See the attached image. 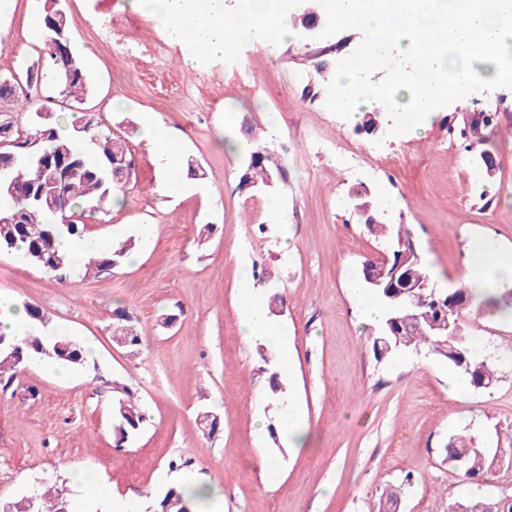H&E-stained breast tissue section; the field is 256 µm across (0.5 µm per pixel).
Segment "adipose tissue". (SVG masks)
I'll return each mask as SVG.
<instances>
[{
	"instance_id": "adipose-tissue-1",
	"label": "adipose tissue",
	"mask_w": 512,
	"mask_h": 512,
	"mask_svg": "<svg viewBox=\"0 0 512 512\" xmlns=\"http://www.w3.org/2000/svg\"><path fill=\"white\" fill-rule=\"evenodd\" d=\"M436 0H324L331 21L364 24L373 41L364 52V66L382 65L391 56L396 39H403L404 61L381 85L364 87L359 71L341 62L336 71L334 100L350 120L361 112L396 109L405 104L417 122L414 132H422L424 122L434 118L447 93L445 77H453L457 87L477 91L478 69L488 52L512 40V0H446L435 9ZM135 5L164 22L175 25L178 35L189 45L186 62L197 66L202 59L223 57L227 37L252 46L296 36L291 8L272 10L269 0H237L235 12H227L225 0H134ZM427 70L432 82L421 84L418 69ZM465 281L479 286L480 276L493 275L496 288H512V252L502 251L490 238L474 242L466 255ZM240 328L243 340L264 336L276 343L280 368L289 371L292 343L269 317L265 303L250 289L242 291Z\"/></svg>"
}]
</instances>
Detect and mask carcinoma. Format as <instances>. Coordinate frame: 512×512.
Segmentation results:
<instances>
[{
  "instance_id": "obj_1",
  "label": "carcinoma",
  "mask_w": 512,
  "mask_h": 512,
  "mask_svg": "<svg viewBox=\"0 0 512 512\" xmlns=\"http://www.w3.org/2000/svg\"><path fill=\"white\" fill-rule=\"evenodd\" d=\"M42 24L45 33L57 27L62 0H41ZM69 42H63L55 55L44 56V68L68 65L71 68L70 80L55 86L58 97L64 100L82 101L87 94L88 76L76 58L67 56ZM20 111L26 116L25 124L16 121L0 122V167H6L7 183L0 186V212L17 213V224H0V249L20 252V257L31 264L39 266L57 275L69 276L77 265L85 269L86 274L99 273L119 266L126 259L131 242L117 251L96 252L85 256H72L59 251L55 243L63 235L82 237L86 225L82 221L86 211L106 212L112 205V196L125 192L126 184L112 178L110 163L116 155H130L126 141L112 133L106 124L85 114L79 121H72L69 134L59 133L61 115L51 112L29 95L16 97ZM46 113V118L39 119L36 113ZM262 153V158L250 162L255 153ZM63 163L70 169V176L62 188L66 197L64 209L54 212L46 203H40L37 196L54 189L50 183L47 169ZM281 168L272 153L261 141L249 137L245 164L241 169L238 188L251 193L266 186L269 177L277 176ZM355 205L378 216L379 223L367 224L365 229L379 244H397L402 240L412 242V234L403 224H389L378 215L367 200V195L356 194ZM410 272L415 281L431 283L430 275L425 269L418 251H413ZM475 301L474 289L462 287L459 297L448 298L443 290L424 291L418 303L401 305L392 312H387L379 323L377 334L372 338L373 351H378V340L383 338L387 322L394 317L409 325L410 335L402 337L406 343L403 350L419 352L426 348L445 359L448 365L462 377L469 386L477 383L492 386L497 382V372L493 363L485 355L479 354L473 346V337L464 334V345L468 353L457 356L451 352L446 337L432 330V323L441 315L448 316L450 323H462L465 310ZM491 304L512 317V289L495 291L489 297ZM122 320L128 347L141 345V336L131 324V316L126 311L117 312ZM16 347L15 354L0 353V374L6 375L24 360H49L71 368L84 366L86 357L81 346L72 350H62L59 345L68 340V336L58 334L50 339L28 335L23 338L0 333V341ZM260 358L272 370L269 380V398L278 406H283L287 399V387L280 380L273 367L277 358L273 350L259 352ZM116 446H121L136 437L147 422V415L132 399L120 398L112 409ZM445 461L457 472L460 482L477 484L499 463L500 449L482 448L465 437H452L444 448ZM40 502L46 512H53L55 507L70 508L67 493L52 494L47 489L38 492ZM148 506L157 512H192L193 505L185 499L182 486L174 485L164 492L146 493ZM470 512H512V498H488L485 491H480L464 501Z\"/></svg>"
}]
</instances>
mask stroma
Segmentation results:
<instances>
[{"instance_id":"1","label":"stroma","mask_w":512,"mask_h":512,"mask_svg":"<svg viewBox=\"0 0 512 512\" xmlns=\"http://www.w3.org/2000/svg\"><path fill=\"white\" fill-rule=\"evenodd\" d=\"M63 9L70 46L92 78L83 109L126 138L134 161L119 209L86 218V234L122 233L136 259L62 281L0 251V293L91 348L69 376L25 367L0 384V500L43 482L81 502L80 470L117 497L188 477L213 482L224 490L221 512H376L392 486L401 490L399 512H448L467 497L472 488L449 469L444 448L453 435L512 448V323L464 315L498 381L461 398L448 391L452 369L433 354L377 360L373 328L346 284L379 246L350 200L368 193L387 221L407 225L442 289L463 284L472 240L490 236L512 251V84L448 97L423 134L387 124L369 137L333 101L338 64L368 40L361 27L328 25L311 44H241L232 58L193 68L174 28L132 0H63ZM40 14L39 0L0 7V76L25 74L41 59L42 37L29 29ZM147 112L178 134L181 160L204 172L186 179L185 191H158L162 164L138 136ZM480 112L498 123L482 128L479 142L449 138ZM251 132L281 162L276 192L237 189L242 154L224 142ZM487 146L496 163L489 175L478 164ZM206 224L213 231L204 237ZM245 285L264 302L284 299L272 317L295 362L282 379L315 435L312 447H288L269 432L283 415L269 403L257 341L239 332ZM119 309L134 316L137 351L112 339ZM172 314L176 323L164 326ZM127 393L149 420L120 445L112 404ZM205 410L220 419L210 436L197 419ZM259 453L276 471L250 467ZM175 458L192 460V473L170 471Z\"/></svg>"}]
</instances>
